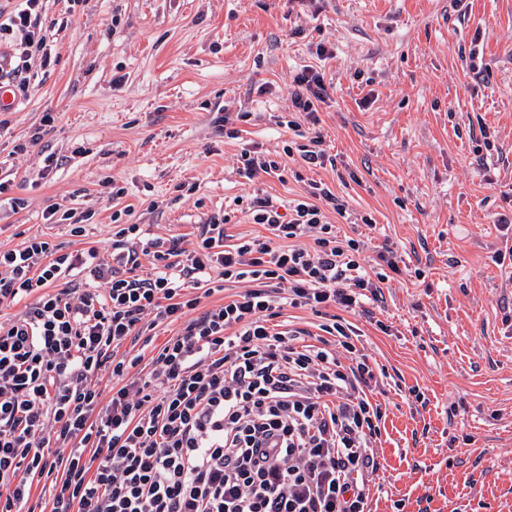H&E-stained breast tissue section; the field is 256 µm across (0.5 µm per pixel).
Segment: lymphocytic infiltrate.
Segmentation results:
<instances>
[{"label": "lymphocytic infiltrate", "instance_id": "1", "mask_svg": "<svg viewBox=\"0 0 512 512\" xmlns=\"http://www.w3.org/2000/svg\"><path fill=\"white\" fill-rule=\"evenodd\" d=\"M43 4L0 18V76L18 97L51 63ZM293 84L288 129L319 124L324 73L304 66ZM295 158L325 166L320 134L243 148L237 173L255 182ZM233 203L261 235L229 240L227 211L192 245L145 241L116 211L111 252L61 253L38 235L0 250V305L24 306L0 321V512H26L34 481L55 472L49 512H370L387 411L349 316L401 269L390 248L370 257L338 234L348 203L325 183L286 206L260 189ZM217 292L223 303L202 308ZM288 308L319 318L313 339ZM174 322L150 359L122 354Z\"/></svg>", "mask_w": 512, "mask_h": 512}]
</instances>
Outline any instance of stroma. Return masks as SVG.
I'll return each instance as SVG.
<instances>
[{
    "mask_svg": "<svg viewBox=\"0 0 512 512\" xmlns=\"http://www.w3.org/2000/svg\"><path fill=\"white\" fill-rule=\"evenodd\" d=\"M46 0L54 62L0 113V181L25 205L0 206V249L42 236L63 251L112 243V214L147 236L195 240L252 183L243 144L281 150L294 73L321 65L319 112L333 166L262 187L297 198L328 184L373 245L402 270L357 316L386 373L387 418L369 484L371 512H512V0H87L65 16ZM333 52L318 61L317 44ZM248 111L240 139L224 118ZM58 119L38 144L45 113ZM487 126L493 147L479 151ZM25 152H16L17 144ZM125 187L113 198V184ZM195 192H186V185ZM88 214L82 236L50 209ZM391 325L390 334L373 323ZM416 388L423 403L408 401Z\"/></svg>",
    "mask_w": 512,
    "mask_h": 512,
    "instance_id": "35a3bbf8",
    "label": "stroma"
}]
</instances>
